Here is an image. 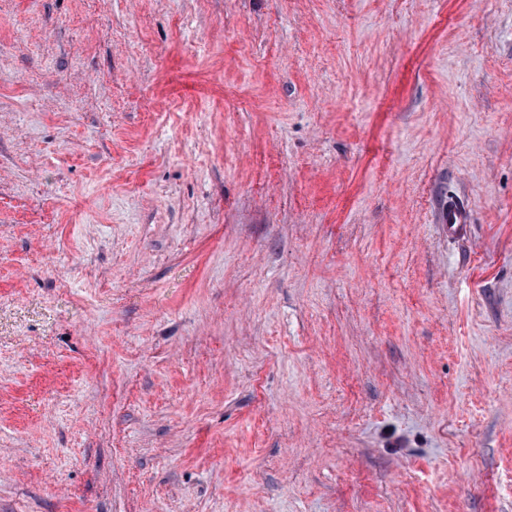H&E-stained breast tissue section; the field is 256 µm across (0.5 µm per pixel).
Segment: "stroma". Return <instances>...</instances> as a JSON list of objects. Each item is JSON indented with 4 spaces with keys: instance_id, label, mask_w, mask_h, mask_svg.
Returning a JSON list of instances; mask_svg holds the SVG:
<instances>
[{
    "instance_id": "stroma-1",
    "label": "stroma",
    "mask_w": 512,
    "mask_h": 512,
    "mask_svg": "<svg viewBox=\"0 0 512 512\" xmlns=\"http://www.w3.org/2000/svg\"><path fill=\"white\" fill-rule=\"evenodd\" d=\"M0 512H512V0H0Z\"/></svg>"
}]
</instances>
